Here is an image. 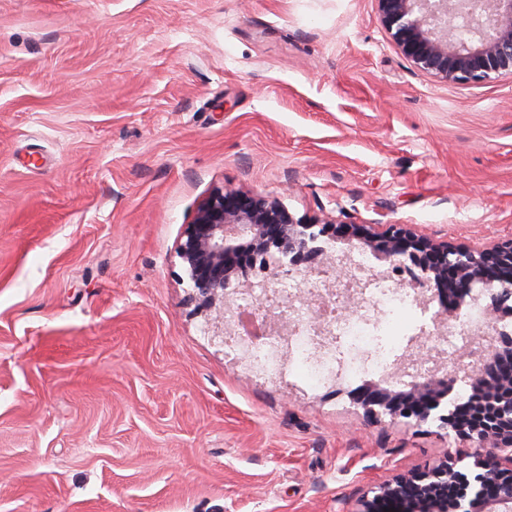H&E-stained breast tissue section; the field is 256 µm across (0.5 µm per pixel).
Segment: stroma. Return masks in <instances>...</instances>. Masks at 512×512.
<instances>
[{
  "label": "stroma",
  "mask_w": 512,
  "mask_h": 512,
  "mask_svg": "<svg viewBox=\"0 0 512 512\" xmlns=\"http://www.w3.org/2000/svg\"><path fill=\"white\" fill-rule=\"evenodd\" d=\"M222 189L512 237V79L449 84L375 0H0V512H340L468 457L228 360L176 254Z\"/></svg>",
  "instance_id": "1"
}]
</instances>
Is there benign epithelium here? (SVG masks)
<instances>
[{"mask_svg":"<svg viewBox=\"0 0 512 512\" xmlns=\"http://www.w3.org/2000/svg\"><path fill=\"white\" fill-rule=\"evenodd\" d=\"M380 22L396 48L422 72L445 83L481 84L512 76V0H376ZM294 218L278 200L261 194L216 190L197 207L186 225L176 253L192 283L191 301L205 315L208 332L219 341L224 302L252 285V265L272 260L283 273L311 272L335 264L322 238L369 250L391 265L410 262L420 271L408 287L426 303L438 302V320L445 324L461 310L473 281L498 289L487 310L497 312L512 298V239L482 250H464L438 243L404 224L378 231L364 224H324ZM478 350L472 392L482 399L502 394L500 405L512 408V339L489 337ZM448 395L442 379L424 377L393 390L376 383L362 389L358 404L368 420L384 413L426 421ZM443 423L475 452L473 466L447 456L425 469L399 472L356 499L351 512H382L397 506L403 512H512V414L495 418V426L469 430L455 413Z\"/></svg>","mask_w":512,"mask_h":512,"instance_id":"benign-epithelium-1","label":"benign epithelium"}]
</instances>
